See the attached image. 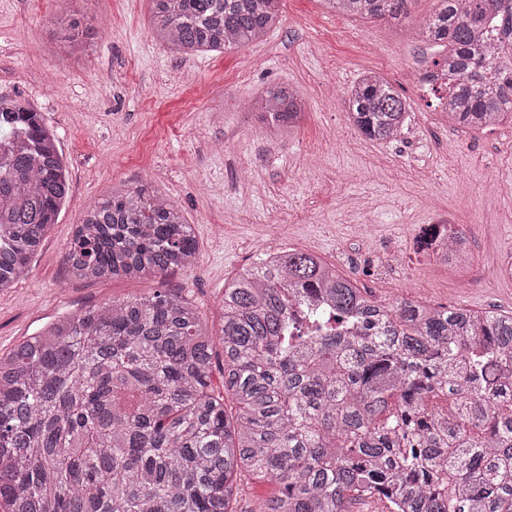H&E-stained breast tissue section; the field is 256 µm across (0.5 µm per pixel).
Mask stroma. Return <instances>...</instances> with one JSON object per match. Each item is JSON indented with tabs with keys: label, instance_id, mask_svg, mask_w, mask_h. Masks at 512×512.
<instances>
[{
	"label": "stroma",
	"instance_id": "stroma-1",
	"mask_svg": "<svg viewBox=\"0 0 512 512\" xmlns=\"http://www.w3.org/2000/svg\"><path fill=\"white\" fill-rule=\"evenodd\" d=\"M75 0H0V94L41 112L69 164L70 190L21 283L0 290V354L93 305L151 293L157 281L74 280L63 255L87 209L112 192L151 185L193 224L198 264L169 274L219 334L224 285L264 252L308 251L333 263L378 303L416 302L512 311V124L464 132L429 108L415 75L439 50L419 26L436 0H413L406 24L326 12L319 0H283L263 42L185 59L157 43L151 0H86L93 29L71 53L49 20ZM377 71L405 95L414 116L394 141L360 135L344 92ZM305 102L293 137L270 138L251 100L269 86ZM436 194L477 243L464 268L433 262L419 247ZM403 257L392 289L385 255Z\"/></svg>",
	"mask_w": 512,
	"mask_h": 512
}]
</instances>
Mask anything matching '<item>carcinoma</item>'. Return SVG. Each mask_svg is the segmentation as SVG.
I'll list each match as a JSON object with an SVG mask.
<instances>
[{
    "label": "carcinoma",
    "instance_id": "obj_1",
    "mask_svg": "<svg viewBox=\"0 0 512 512\" xmlns=\"http://www.w3.org/2000/svg\"><path fill=\"white\" fill-rule=\"evenodd\" d=\"M398 25L412 0H321ZM421 36L461 129L512 123V69L486 39L512 0H439ZM281 0H152L151 31L190 58L261 41ZM348 121L392 141L412 107L366 71ZM250 107L292 134L304 102L279 85ZM0 290L27 274L69 189L57 135L0 96ZM198 259L179 207L142 185L90 207L63 260L78 280L163 279ZM221 335L160 288L91 306L0 355V512H240L241 481L280 495L256 512H512V313L387 305L321 257L265 252L220 299ZM223 355L215 364L216 346ZM219 367L222 390L212 386ZM136 404L126 405V395Z\"/></svg>",
    "mask_w": 512,
    "mask_h": 512
}]
</instances>
